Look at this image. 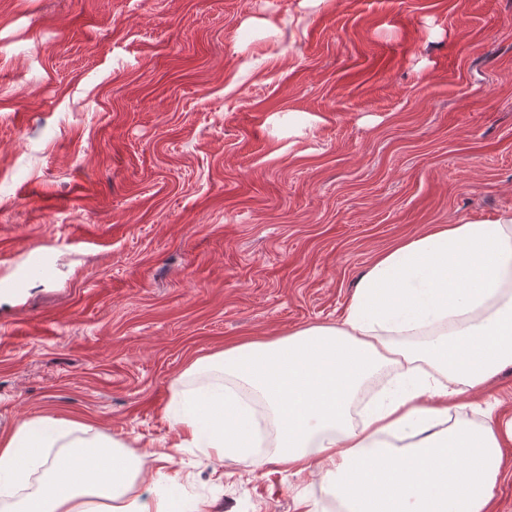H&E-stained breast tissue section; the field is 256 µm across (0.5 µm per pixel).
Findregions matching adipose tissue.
I'll list each match as a JSON object with an SVG mask.
<instances>
[{
  "mask_svg": "<svg viewBox=\"0 0 512 512\" xmlns=\"http://www.w3.org/2000/svg\"><path fill=\"white\" fill-rule=\"evenodd\" d=\"M512 365V213L436 224L369 265L339 322L247 341L197 359L214 382L167 410L181 447L259 469L323 473L343 512H492L512 419H461L467 399ZM395 374L351 410L380 369ZM50 417L0 438V512H207L143 457ZM272 439L265 459L255 450ZM64 447L53 459L50 449Z\"/></svg>",
  "mask_w": 512,
  "mask_h": 512,
  "instance_id": "adipose-tissue-1",
  "label": "adipose tissue"
}]
</instances>
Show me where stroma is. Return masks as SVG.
Listing matches in <instances>:
<instances>
[{
	"instance_id": "obj_1",
	"label": "stroma",
	"mask_w": 512,
	"mask_h": 512,
	"mask_svg": "<svg viewBox=\"0 0 512 512\" xmlns=\"http://www.w3.org/2000/svg\"><path fill=\"white\" fill-rule=\"evenodd\" d=\"M508 211L512 0H0V436L171 448L194 360L334 323L379 253ZM166 472L210 512L335 508L314 469Z\"/></svg>"
}]
</instances>
